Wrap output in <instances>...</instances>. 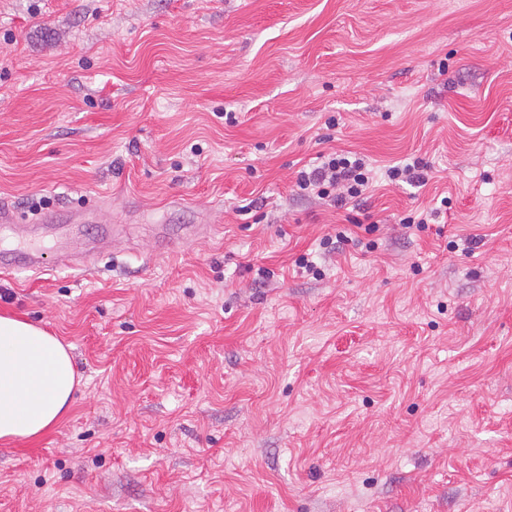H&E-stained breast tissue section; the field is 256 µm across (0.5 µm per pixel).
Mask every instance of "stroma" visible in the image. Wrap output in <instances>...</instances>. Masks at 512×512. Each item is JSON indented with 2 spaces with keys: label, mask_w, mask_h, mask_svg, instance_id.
<instances>
[{
  "label": "stroma",
  "mask_w": 512,
  "mask_h": 512,
  "mask_svg": "<svg viewBox=\"0 0 512 512\" xmlns=\"http://www.w3.org/2000/svg\"><path fill=\"white\" fill-rule=\"evenodd\" d=\"M0 203L81 377L0 512H512V0H0ZM309 169L298 171L296 187L302 196L329 198L337 207L358 202L374 174L367 160L351 151L319 153ZM427 169H430L427 163L422 159L415 158L411 163L404 165L390 166L385 171V176L391 183L405 182L410 186H424L427 181Z\"/></svg>",
  "instance_id": "obj_1"
}]
</instances>
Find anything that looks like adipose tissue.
Masks as SVG:
<instances>
[{"label":"adipose tissue","mask_w":512,"mask_h":512,"mask_svg":"<svg viewBox=\"0 0 512 512\" xmlns=\"http://www.w3.org/2000/svg\"><path fill=\"white\" fill-rule=\"evenodd\" d=\"M78 383L59 338L27 320L0 315V440L35 438L56 427Z\"/></svg>","instance_id":"obj_1"}]
</instances>
